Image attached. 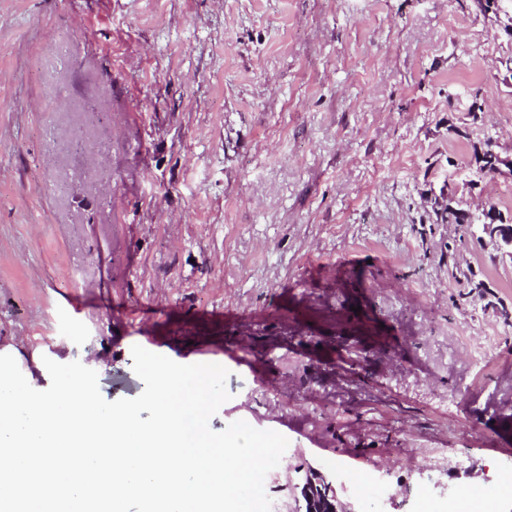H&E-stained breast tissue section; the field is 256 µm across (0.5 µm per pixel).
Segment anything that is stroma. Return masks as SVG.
Masks as SVG:
<instances>
[{"label":"stroma","mask_w":512,"mask_h":512,"mask_svg":"<svg viewBox=\"0 0 512 512\" xmlns=\"http://www.w3.org/2000/svg\"><path fill=\"white\" fill-rule=\"evenodd\" d=\"M512 36L475 0H0V354L144 389L131 349L229 367L210 426L287 429L265 479H482L512 512ZM441 464L428 472L429 461ZM495 211V215L490 219L488 223L480 222L476 219L469 220L467 216L460 212L461 210L455 209L448 203V207L444 208V216L442 217L443 221L448 222V224H462L466 226V230L471 229L473 226H477L480 229V224H482V232L484 235L488 236L490 241L496 247L498 251H500L503 255H509L512 257V227L511 230L508 229L505 225H497V224H511L512 225V215L506 217L499 209L495 206H490L489 211ZM495 221V223H494ZM505 221V223H504Z\"/></svg>","instance_id":"obj_1"}]
</instances>
